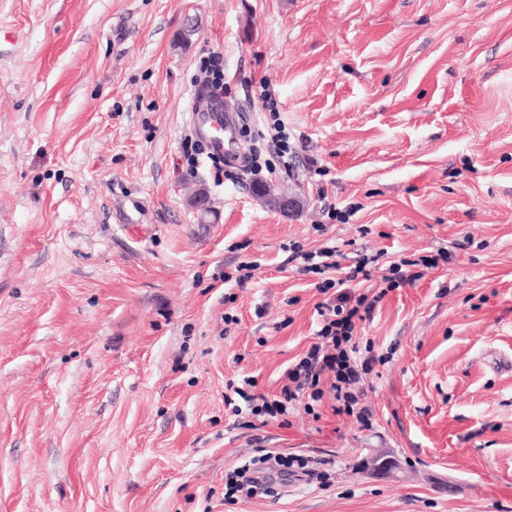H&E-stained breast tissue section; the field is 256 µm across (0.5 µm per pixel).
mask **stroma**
I'll list each match as a JSON object with an SVG mask.
<instances>
[{"label":"stroma","instance_id":"stroma-1","mask_svg":"<svg viewBox=\"0 0 512 512\" xmlns=\"http://www.w3.org/2000/svg\"><path fill=\"white\" fill-rule=\"evenodd\" d=\"M213 50L259 164L220 181L182 149ZM262 78L286 169L265 165ZM293 242L372 260L359 289L381 300L353 332L377 358L367 423L329 394L258 430L224 404L242 375L277 394L316 340L325 296ZM403 260L416 281L387 288ZM263 447L323 462L329 487L225 501ZM206 503L512 512V0H0V512ZM259 88L261 90L257 91L258 98L262 102V107L271 112L270 114L273 121L267 128L272 153L275 155L274 157H276L280 165L288 168V154H290V150L288 151V140L290 136L288 135L285 124L281 123L277 117L276 112L278 111H276V106H274V103L271 101L270 93L268 89H266L264 80L259 83Z\"/></svg>","mask_w":512,"mask_h":512}]
</instances>
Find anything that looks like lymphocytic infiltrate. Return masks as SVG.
Segmentation results:
<instances>
[{
	"label": "lymphocytic infiltrate",
	"instance_id": "1",
	"mask_svg": "<svg viewBox=\"0 0 512 512\" xmlns=\"http://www.w3.org/2000/svg\"><path fill=\"white\" fill-rule=\"evenodd\" d=\"M294 256L302 260L301 270L305 273L324 275L320 292L335 288L336 282L330 279V272L339 270L340 252L333 247H324L316 251L303 250L292 245ZM376 307L375 299L367 294L341 295L319 303L317 312L322 318V326L317 332L316 343L311 344L303 358L288 368L285 380L278 394L273 397L250 393L253 378H244L242 385L227 383L229 392L225 405L231 406L233 413L248 409L254 421L267 425L277 421L287 423L288 415L302 401L317 402L324 394H332L338 402L339 412L353 414L359 398L353 392L360 371L371 368L370 361L355 364L348 352V344L356 322L369 318ZM304 470L307 476H316V469L310 468L307 459L292 462L282 454L267 450L254 457L248 464L229 470L224 475L226 493L230 497L251 499L258 496L270 474L287 475L289 469Z\"/></svg>",
	"mask_w": 512,
	"mask_h": 512
}]
</instances>
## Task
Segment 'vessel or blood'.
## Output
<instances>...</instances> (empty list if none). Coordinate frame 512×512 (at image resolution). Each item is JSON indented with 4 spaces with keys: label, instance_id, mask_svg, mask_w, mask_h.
<instances>
[{
    "label": "vessel or blood",
    "instance_id": "obj_1",
    "mask_svg": "<svg viewBox=\"0 0 512 512\" xmlns=\"http://www.w3.org/2000/svg\"><path fill=\"white\" fill-rule=\"evenodd\" d=\"M189 124L214 156L240 159L237 147V119L224 108L220 94L205 88L194 90L188 102Z\"/></svg>",
    "mask_w": 512,
    "mask_h": 512
}]
</instances>
